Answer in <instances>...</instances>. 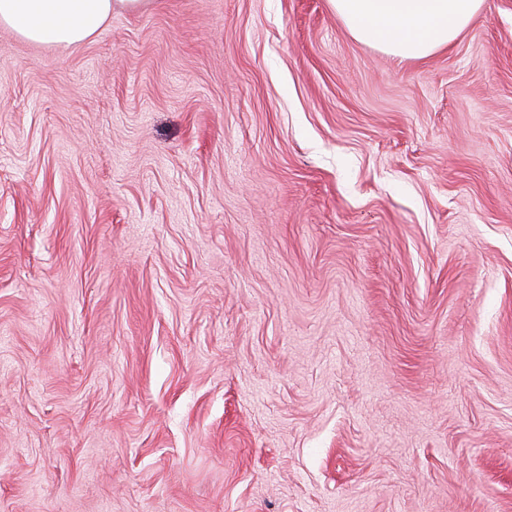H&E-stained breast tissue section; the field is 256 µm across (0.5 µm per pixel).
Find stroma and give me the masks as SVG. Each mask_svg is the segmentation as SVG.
I'll return each mask as SVG.
<instances>
[{"label": "stroma", "instance_id": "obj_1", "mask_svg": "<svg viewBox=\"0 0 512 512\" xmlns=\"http://www.w3.org/2000/svg\"><path fill=\"white\" fill-rule=\"evenodd\" d=\"M0 512H512V0L0 27ZM358 41L405 60L448 47L468 27L484 0H329Z\"/></svg>", "mask_w": 512, "mask_h": 512}]
</instances>
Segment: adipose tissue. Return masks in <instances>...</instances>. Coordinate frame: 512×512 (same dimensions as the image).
<instances>
[{
	"label": "adipose tissue",
	"mask_w": 512,
	"mask_h": 512,
	"mask_svg": "<svg viewBox=\"0 0 512 512\" xmlns=\"http://www.w3.org/2000/svg\"><path fill=\"white\" fill-rule=\"evenodd\" d=\"M152 0H0V27L50 47H77L113 11H138ZM358 41L405 60L428 57L456 41L484 0H329Z\"/></svg>",
	"instance_id": "obj_1"
}]
</instances>
